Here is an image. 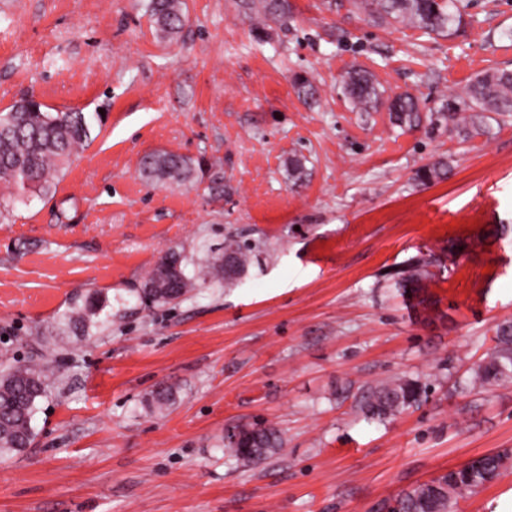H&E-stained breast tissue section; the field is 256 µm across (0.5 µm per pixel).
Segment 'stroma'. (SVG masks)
Wrapping results in <instances>:
<instances>
[{"instance_id":"35a3bbf8","label":"stroma","mask_w":512,"mask_h":512,"mask_svg":"<svg viewBox=\"0 0 512 512\" xmlns=\"http://www.w3.org/2000/svg\"><path fill=\"white\" fill-rule=\"evenodd\" d=\"M184 3L170 42L150 0H0V110L31 96L101 116L54 184L0 218V360L55 372L33 443L0 458V512H389L512 448V380L464 385L512 319V232L490 234L512 224V119L463 143L356 111L340 83L360 68L439 111L476 74L512 69V0H459L450 38L374 24L350 0H288L271 26L240 0ZM155 151L209 169L196 187L151 184L139 168ZM441 155L448 178L417 185ZM230 238L256 257L220 285L209 259ZM170 249L198 286L147 306L139 289ZM423 260L430 278L398 285ZM94 291L110 322L70 330L62 315ZM395 378L432 391L367 419L360 401ZM163 384L176 402L160 414L146 401ZM256 419L284 451L226 456L225 428ZM511 506L512 467L458 502Z\"/></svg>"}]
</instances>
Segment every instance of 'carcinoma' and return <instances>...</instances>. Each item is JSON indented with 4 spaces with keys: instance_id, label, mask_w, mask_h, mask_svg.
<instances>
[{
    "instance_id": "obj_1",
    "label": "carcinoma",
    "mask_w": 512,
    "mask_h": 512,
    "mask_svg": "<svg viewBox=\"0 0 512 512\" xmlns=\"http://www.w3.org/2000/svg\"><path fill=\"white\" fill-rule=\"evenodd\" d=\"M354 7L379 25L405 23L428 35L453 36L461 29L463 15L456 0H353ZM243 8L260 16L263 24L281 23L288 16L287 0H244ZM151 16L161 37L174 40L185 22L183 0H151ZM298 94L307 102L316 100L318 89L308 78L295 80ZM343 88L360 112H376L384 107L394 124L414 128L428 120L429 125L446 127L463 141L489 136L490 115L512 118V70L495 69L478 75L464 91L469 112L451 110L422 116L418 99L405 91L384 97L372 76L352 70L343 77ZM91 118L83 112H48L42 105L25 98L0 112V182L18 193L45 190L58 172L59 164L90 139ZM142 176L151 182L183 185L196 181L201 162L173 152H153L142 157ZM448 161L438 158L415 173V180L429 185L447 177ZM254 247L236 239L224 244V253L209 265L212 279L233 281L241 277L254 258ZM184 257L168 250L155 265L141 288L142 298L154 308H163L185 298L195 288L186 275ZM425 274L416 264L396 272L398 283L415 284ZM108 297L95 292L73 304L63 319L76 328L99 323ZM495 345L472 375L477 386L512 380V321L496 328ZM51 373L43 364L0 363V457L18 454L34 439L32 422L37 404L44 397ZM422 388L416 381L393 379L373 389L362 405L365 415L379 420L393 418L420 402ZM172 387L157 388L148 399L149 407L161 413L174 404ZM238 438L224 444L228 456L244 464L258 463L282 450L280 430L261 422L236 426ZM512 466V453L504 450L481 455L467 464L450 469L395 500L392 512H454L457 499L493 482Z\"/></svg>"
}]
</instances>
